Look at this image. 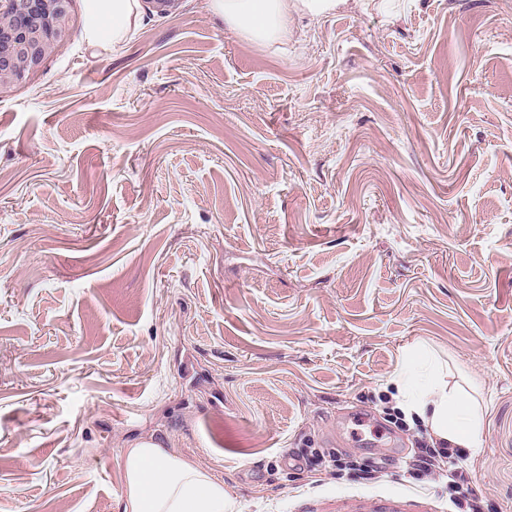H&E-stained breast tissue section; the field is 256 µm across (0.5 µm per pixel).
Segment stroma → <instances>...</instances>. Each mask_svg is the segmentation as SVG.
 <instances>
[{"label": "stroma", "mask_w": 512, "mask_h": 512, "mask_svg": "<svg viewBox=\"0 0 512 512\" xmlns=\"http://www.w3.org/2000/svg\"><path fill=\"white\" fill-rule=\"evenodd\" d=\"M257 44L141 4L0 91V512H119L124 448L239 512H448L378 402L429 346L512 512V0H364ZM386 456L376 482L298 453Z\"/></svg>", "instance_id": "35a3bbf8"}]
</instances>
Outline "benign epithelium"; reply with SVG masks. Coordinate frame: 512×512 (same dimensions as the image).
I'll use <instances>...</instances> for the list:
<instances>
[{
	"mask_svg": "<svg viewBox=\"0 0 512 512\" xmlns=\"http://www.w3.org/2000/svg\"><path fill=\"white\" fill-rule=\"evenodd\" d=\"M69 19L68 0H0V91L40 67Z\"/></svg>",
	"mask_w": 512,
	"mask_h": 512,
	"instance_id": "benign-epithelium-1",
	"label": "benign epithelium"
}]
</instances>
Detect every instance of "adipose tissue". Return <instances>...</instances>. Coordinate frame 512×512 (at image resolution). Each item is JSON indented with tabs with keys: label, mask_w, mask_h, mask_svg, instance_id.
Returning <instances> with one entry per match:
<instances>
[{
	"label": "adipose tissue",
	"mask_w": 512,
	"mask_h": 512,
	"mask_svg": "<svg viewBox=\"0 0 512 512\" xmlns=\"http://www.w3.org/2000/svg\"><path fill=\"white\" fill-rule=\"evenodd\" d=\"M352 0H210L225 25L252 41L286 40L292 15L321 17L350 7ZM88 36L101 48L130 37L137 0H84ZM396 407L406 421H420L434 441L476 449L480 405L448 385V367L431 351L415 346L390 380ZM125 486L120 512H235L236 503L211 467L186 458L163 443L140 440L122 452Z\"/></svg>",
	"instance_id": "ef3b65f1"
}]
</instances>
